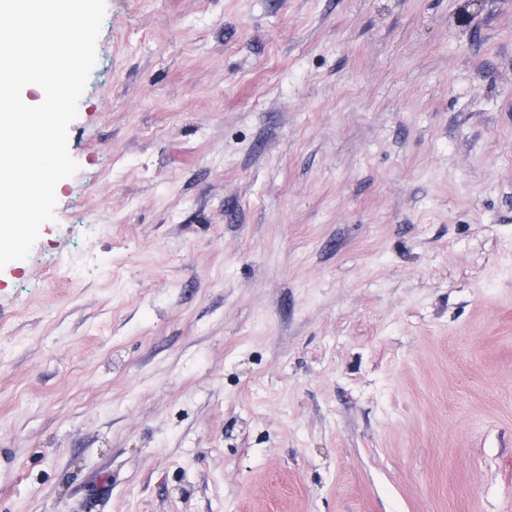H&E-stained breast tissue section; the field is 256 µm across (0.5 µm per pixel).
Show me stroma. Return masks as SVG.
<instances>
[{
  "label": "stroma",
  "instance_id": "obj_1",
  "mask_svg": "<svg viewBox=\"0 0 512 512\" xmlns=\"http://www.w3.org/2000/svg\"><path fill=\"white\" fill-rule=\"evenodd\" d=\"M0 270V512H512V0H106Z\"/></svg>",
  "mask_w": 512,
  "mask_h": 512
}]
</instances>
